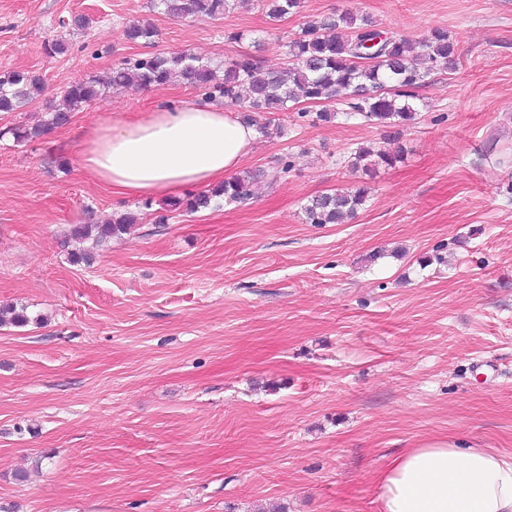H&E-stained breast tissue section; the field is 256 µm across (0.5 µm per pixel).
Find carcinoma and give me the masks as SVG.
Here are the masks:
<instances>
[{
  "label": "carcinoma",
  "instance_id": "carcinoma-1",
  "mask_svg": "<svg viewBox=\"0 0 512 512\" xmlns=\"http://www.w3.org/2000/svg\"><path fill=\"white\" fill-rule=\"evenodd\" d=\"M235 0H152V7L163 8L171 16L188 18L199 15L217 17L234 5ZM273 18H283L300 7V0H261ZM127 36L132 42L150 43L157 29L150 23H134ZM286 62L278 70H267L251 55L241 54L224 64L219 78L211 65L187 51L168 56L121 62L106 78L97 76L68 84L64 90L66 108L51 111L50 119L31 129L10 127L0 136L11 134L19 140H33L70 121L71 112L110 89H145L163 85L176 76L212 102L219 99L248 112L246 118L256 130L268 134L271 120L257 116L287 112L290 105L335 103L338 109L315 114L328 122L341 113L361 118L388 129V139L396 140L402 129L415 119L410 100L425 78L438 68L455 67V48L444 29L435 28L415 47L397 35L383 31L366 18L344 13L304 27L288 42ZM41 78L25 70L0 74V112L18 111L41 92ZM400 152L382 147L362 146L354 153L351 166L370 176L380 166H392ZM266 176L263 171H247L201 192L186 201H173L174 210L190 212L209 208L217 200L242 203L250 198L251 187ZM368 189L337 190L313 198L305 207L308 224H344L366 202ZM139 222V216L127 213L105 224H75L70 236L82 241L104 242L119 236ZM30 321L26 309L0 307V326H24Z\"/></svg>",
  "mask_w": 512,
  "mask_h": 512
}]
</instances>
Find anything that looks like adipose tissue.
Returning a JSON list of instances; mask_svg holds the SVG:
<instances>
[{
  "mask_svg": "<svg viewBox=\"0 0 512 512\" xmlns=\"http://www.w3.org/2000/svg\"><path fill=\"white\" fill-rule=\"evenodd\" d=\"M252 126L199 101L113 117L83 143L82 167L120 195L170 198L222 182L251 153ZM381 512H512V456L444 437L390 460L375 477Z\"/></svg>",
  "mask_w": 512,
  "mask_h": 512,
  "instance_id": "obj_1",
  "label": "adipose tissue"
}]
</instances>
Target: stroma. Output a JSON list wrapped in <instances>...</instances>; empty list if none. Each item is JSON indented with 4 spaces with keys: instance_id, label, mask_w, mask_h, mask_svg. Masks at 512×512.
<instances>
[{
    "instance_id": "1",
    "label": "stroma",
    "mask_w": 512,
    "mask_h": 512,
    "mask_svg": "<svg viewBox=\"0 0 512 512\" xmlns=\"http://www.w3.org/2000/svg\"><path fill=\"white\" fill-rule=\"evenodd\" d=\"M412 41L447 30L455 69L417 91L402 158L373 178L374 123L278 112L243 168L286 175L243 203L170 212L121 197L78 163L112 115L196 100L182 82L108 92L67 125L0 136V506L5 512H380L374 475L455 437L512 455V0H258L177 18L150 0H0V72L43 90L0 129L48 117L68 84L181 50L267 68L342 11ZM81 14L83 31L61 27ZM150 21L154 44L126 27ZM231 32L242 42L228 41ZM65 39L49 55L48 41ZM370 188L344 224H309L320 194ZM128 212L130 233L74 263L75 224ZM401 151L390 152L382 147L362 146L354 153L351 166L361 170L366 176H371L380 166H392L401 159Z\"/></svg>"
}]
</instances>
